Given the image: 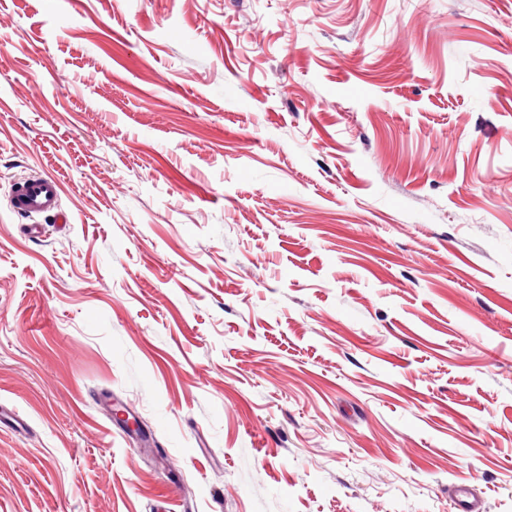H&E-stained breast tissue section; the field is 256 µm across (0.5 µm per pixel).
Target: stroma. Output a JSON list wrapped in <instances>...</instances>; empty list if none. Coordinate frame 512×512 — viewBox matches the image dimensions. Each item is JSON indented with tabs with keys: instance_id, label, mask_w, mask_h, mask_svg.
Returning <instances> with one entry per match:
<instances>
[{
	"instance_id": "stroma-1",
	"label": "stroma",
	"mask_w": 512,
	"mask_h": 512,
	"mask_svg": "<svg viewBox=\"0 0 512 512\" xmlns=\"http://www.w3.org/2000/svg\"><path fill=\"white\" fill-rule=\"evenodd\" d=\"M0 411V512H512V0H0ZM60 185L52 176H36L19 183L12 196V206L20 213H57ZM452 490L459 512H484L483 500L467 484H453Z\"/></svg>"
}]
</instances>
